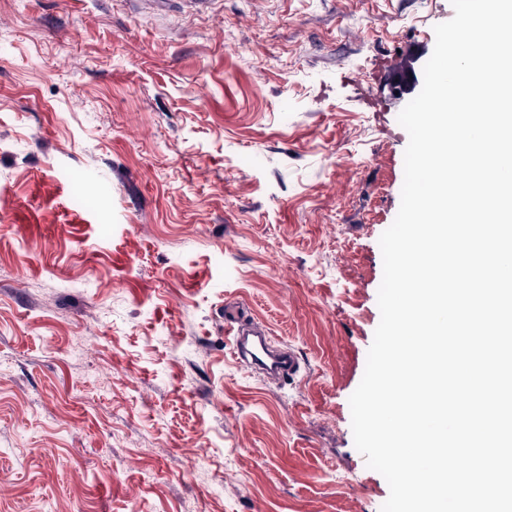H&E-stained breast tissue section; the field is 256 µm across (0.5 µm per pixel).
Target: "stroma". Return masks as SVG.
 I'll list each match as a JSON object with an SVG mask.
<instances>
[{
	"mask_svg": "<svg viewBox=\"0 0 512 512\" xmlns=\"http://www.w3.org/2000/svg\"><path fill=\"white\" fill-rule=\"evenodd\" d=\"M451 8L0 0V512H381L349 398L409 98L372 76ZM229 306L294 378L240 368Z\"/></svg>",
	"mask_w": 512,
	"mask_h": 512,
	"instance_id": "obj_1",
	"label": "stroma"
}]
</instances>
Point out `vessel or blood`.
Returning a JSON list of instances; mask_svg holds the SVG:
<instances>
[{
	"instance_id": "b4317fda",
	"label": "vessel or blood",
	"mask_w": 512,
	"mask_h": 512,
	"mask_svg": "<svg viewBox=\"0 0 512 512\" xmlns=\"http://www.w3.org/2000/svg\"><path fill=\"white\" fill-rule=\"evenodd\" d=\"M224 333L237 362L253 368L270 365L272 375L282 380L298 373L299 360L295 352L272 349L266 333L253 322L238 316L225 319Z\"/></svg>"
}]
</instances>
